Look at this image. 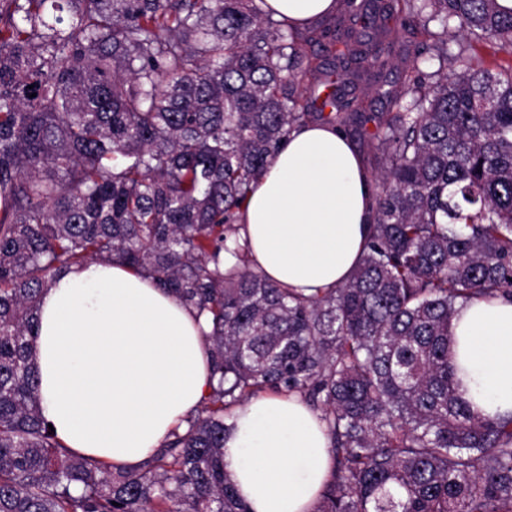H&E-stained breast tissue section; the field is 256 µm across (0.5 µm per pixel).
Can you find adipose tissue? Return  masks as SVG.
Masks as SVG:
<instances>
[{
  "label": "adipose tissue",
  "mask_w": 512,
  "mask_h": 512,
  "mask_svg": "<svg viewBox=\"0 0 512 512\" xmlns=\"http://www.w3.org/2000/svg\"><path fill=\"white\" fill-rule=\"evenodd\" d=\"M306 26L335 0H267ZM370 180L326 124L294 130L252 184L240 236L255 267L310 296L345 283L369 236ZM205 317L121 263L62 272L40 300L34 341L42 416L73 452L128 470L160 448L210 392ZM459 391L484 418L512 417V303L475 299L452 321ZM224 471L252 512H312L332 472L330 439L296 396L236 409Z\"/></svg>",
  "instance_id": "1"
}]
</instances>
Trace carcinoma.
Returning a JSON list of instances; mask_svg holds the SVG:
<instances>
[{
	"label": "carcinoma",
	"instance_id": "obj_1",
	"mask_svg": "<svg viewBox=\"0 0 512 512\" xmlns=\"http://www.w3.org/2000/svg\"><path fill=\"white\" fill-rule=\"evenodd\" d=\"M265 0H0V512H252L224 474L233 410L260 392L320 412L334 466L314 512H512V418L474 415L449 357L456 306L512 303V50L497 0H336L302 28ZM361 17L351 60L403 90L374 116L372 228L351 278L308 297L255 269L238 213L288 133L302 43ZM322 106L360 122L353 100ZM117 260L197 310L216 384L136 471L73 453L42 417L41 294ZM463 41V42H462ZM464 43L469 48V52L473 55L478 56L484 62L486 67L491 69L504 67L507 68L512 64V54H508L503 51L495 52L487 44L471 40L467 42L461 38L451 37L448 44L451 48L456 49L458 43Z\"/></svg>",
	"mask_w": 512,
	"mask_h": 512
}]
</instances>
